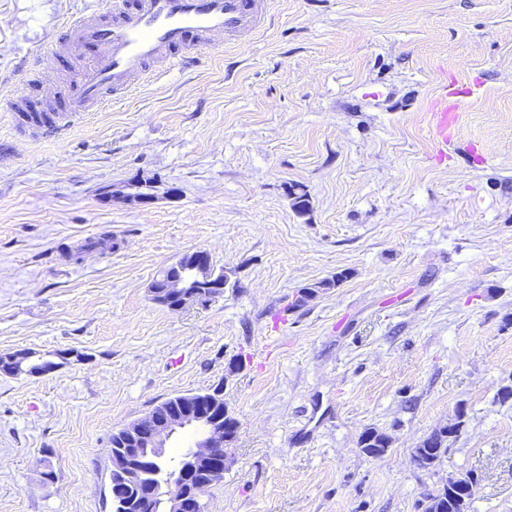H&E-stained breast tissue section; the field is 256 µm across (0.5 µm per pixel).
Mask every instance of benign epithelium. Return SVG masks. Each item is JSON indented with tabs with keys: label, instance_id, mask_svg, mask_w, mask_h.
I'll return each instance as SVG.
<instances>
[{
	"label": "benign epithelium",
	"instance_id": "1",
	"mask_svg": "<svg viewBox=\"0 0 512 512\" xmlns=\"http://www.w3.org/2000/svg\"><path fill=\"white\" fill-rule=\"evenodd\" d=\"M189 261L178 259L167 266L150 286L153 301L181 310L189 304L204 307L223 293L224 275L216 273L211 257L204 250L187 253ZM227 407L218 391L179 394L171 401L153 408L143 417L120 428L112 453V485H123L134 478L139 464L140 448H166L169 438L187 427L200 429L191 461L208 460L215 449L226 448L238 436L240 424L224 423ZM166 488L168 512H186L188 495L184 476L144 487L141 502L154 498L159 485Z\"/></svg>",
	"mask_w": 512,
	"mask_h": 512
}]
</instances>
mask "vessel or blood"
Segmentation results:
<instances>
[{"mask_svg":"<svg viewBox=\"0 0 512 512\" xmlns=\"http://www.w3.org/2000/svg\"><path fill=\"white\" fill-rule=\"evenodd\" d=\"M269 5L270 0H112L108 11L77 14L29 71L35 78L46 66L76 67L58 105L47 108L31 95L16 96L10 104L13 122L31 136L64 134L85 113L136 89L152 63L196 65L216 37L230 42L255 32ZM429 122L440 147H447V94H440Z\"/></svg>","mask_w":512,"mask_h":512,"instance_id":"obj_1","label":"vessel or blood"}]
</instances>
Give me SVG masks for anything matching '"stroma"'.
<instances>
[{
	"mask_svg": "<svg viewBox=\"0 0 512 512\" xmlns=\"http://www.w3.org/2000/svg\"><path fill=\"white\" fill-rule=\"evenodd\" d=\"M108 2L0 0V354L75 353L0 375V512H113V433L216 387L241 429L205 512H424L470 470L471 512H512V0H270L245 44L155 65L63 136H20L29 58ZM444 83L479 91L442 156ZM192 250L228 288L155 303ZM461 410L417 469L413 448ZM370 427L391 437L377 459ZM430 112L429 122L433 137L442 151L448 150V85L443 87L437 105ZM391 437L376 428H367L360 437V448L367 455H374L373 458L382 457L388 450L386 444H390Z\"/></svg>",
	"mask_w": 512,
	"mask_h": 512,
	"instance_id": "stroma-1",
	"label": "stroma"
}]
</instances>
